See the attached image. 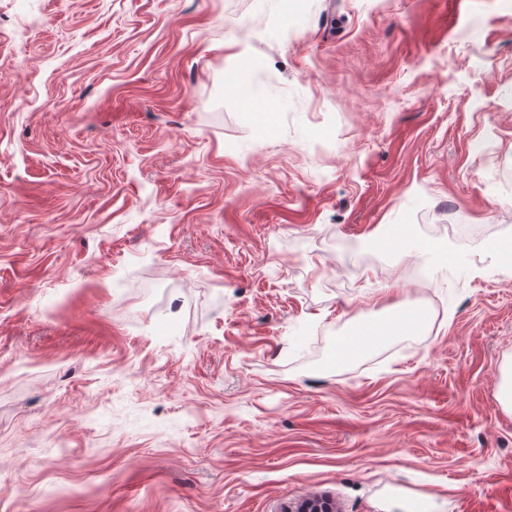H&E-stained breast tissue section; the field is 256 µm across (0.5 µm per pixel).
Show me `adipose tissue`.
Segmentation results:
<instances>
[{
    "mask_svg": "<svg viewBox=\"0 0 512 512\" xmlns=\"http://www.w3.org/2000/svg\"><path fill=\"white\" fill-rule=\"evenodd\" d=\"M426 323L424 313L408 309L390 307L389 317L376 324H361L343 338L337 356L347 361L376 347L388 343L395 337L409 334Z\"/></svg>",
    "mask_w": 512,
    "mask_h": 512,
    "instance_id": "adipose-tissue-1",
    "label": "adipose tissue"
}]
</instances>
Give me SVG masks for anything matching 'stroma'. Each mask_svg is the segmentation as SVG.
Here are the masks:
<instances>
[{
    "label": "stroma",
    "mask_w": 512,
    "mask_h": 512,
    "mask_svg": "<svg viewBox=\"0 0 512 512\" xmlns=\"http://www.w3.org/2000/svg\"><path fill=\"white\" fill-rule=\"evenodd\" d=\"M508 239L512 0H0V512H512ZM387 310L389 315L386 316L384 322L358 325L349 336L344 337L337 357L343 361L356 358L388 343L397 336L409 334L426 323V316L422 312L395 306L389 307Z\"/></svg>",
    "instance_id": "stroma-1"
}]
</instances>
